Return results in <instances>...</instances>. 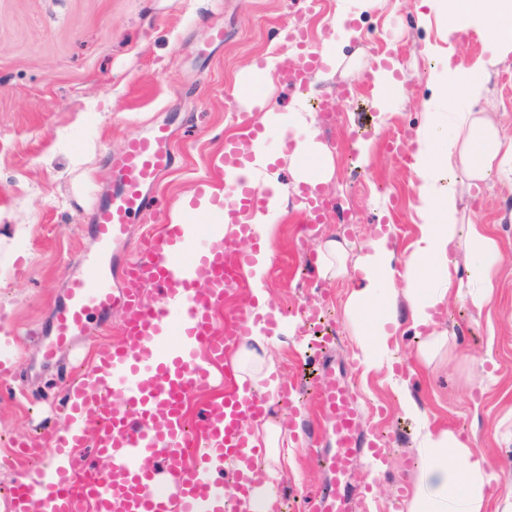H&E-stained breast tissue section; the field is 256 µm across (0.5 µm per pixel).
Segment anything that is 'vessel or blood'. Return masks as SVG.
Wrapping results in <instances>:
<instances>
[{"instance_id":"b4317fda","label":"vessel or blood","mask_w":512,"mask_h":512,"mask_svg":"<svg viewBox=\"0 0 512 512\" xmlns=\"http://www.w3.org/2000/svg\"><path fill=\"white\" fill-rule=\"evenodd\" d=\"M320 65L312 52L305 67L283 61L278 70L293 86H304ZM257 132L242 144L225 146L215 164L228 170L253 160ZM118 179L108 196L93 194L91 219L99 248L92 273L71 278L66 300L54 308L45 362L72 352L90 314L113 307L126 312L117 344L93 347L90 360L96 377L72 380L62 408L64 434L47 436L46 463L18 472L9 490V512H224L227 498L247 492L249 479L225 459L257 460L263 448L250 446L243 427L261 413L263 399L239 397L226 390L210 399L194 423L182 408L193 393L218 381L226 354L247 333L245 307L216 324L230 282L253 263L241 242L256 239L248 219L265 210L268 195L242 177L225 185L223 196L206 197L197 186L189 207L208 198L213 212L205 231L165 220L148 234L123 268L112 263V251L125 240L128 226L155 210L148 192L171 169L175 156L166 129L155 128L132 139L125 150L108 157ZM154 296L142 297L144 287ZM313 395L323 412L336 419L325 438L333 450L313 457L335 475V486L304 501V512H347L345 484L355 455L365 443L357 436L359 416L345 385L330 366Z\"/></svg>"}]
</instances>
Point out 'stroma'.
Listing matches in <instances>:
<instances>
[{"instance_id": "stroma-1", "label": "stroma", "mask_w": 512, "mask_h": 512, "mask_svg": "<svg viewBox=\"0 0 512 512\" xmlns=\"http://www.w3.org/2000/svg\"><path fill=\"white\" fill-rule=\"evenodd\" d=\"M367 2L345 31L333 26L341 0H323L318 11L309 0H0V351L12 353L16 374L0 386V448L66 426L61 408L75 361L68 354L43 368L42 328L66 279L88 272L96 252L89 204L93 192L112 184L106 156L165 126L177 153L175 167L153 188L165 210L191 198L198 180L223 183L213 160L224 151L225 135L239 128L229 96L253 61L294 55L283 23L301 21L314 51L328 39L342 60L336 72L312 77L309 95L278 81L266 86L305 113L335 153L334 176L324 187L330 205L316 238L342 236L360 251L387 226L397 252L409 251L417 235L414 173L385 144L419 125L425 102L437 93L428 47L464 64L447 98L458 97L464 84L485 83L486 95L470 102V111L487 113L512 136V72L490 62L487 29L450 34L440 0ZM381 67L404 80L403 97H381L373 77ZM461 208L498 239L500 285L480 315L449 298L442 324L448 347L424 367L404 314L387 365L369 369L361 362L359 328L344 312L359 275L325 281L301 264L292 241L294 226L306 224L302 211L289 209L268 243L287 260L267 274L272 310L285 316L317 304L334 336L321 351L309 329L296 324L287 346L273 352L282 382L300 383L332 363L357 401L363 435L385 444L381 470L365 452L353 462V512H406L423 465L417 443L426 424L461 434L485 456L491 505L512 490V441L502 439L500 427L512 411V185L488 182L463 196ZM408 395L424 418L403 411ZM273 410L302 417L304 435L292 448L299 468L283 477L296 508L333 481L309 459L334 419L308 396Z\"/></svg>"}]
</instances>
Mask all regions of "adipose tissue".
<instances>
[{"label": "adipose tissue", "mask_w": 512, "mask_h": 512, "mask_svg": "<svg viewBox=\"0 0 512 512\" xmlns=\"http://www.w3.org/2000/svg\"><path fill=\"white\" fill-rule=\"evenodd\" d=\"M443 8L449 22L459 27L476 23L492 27L491 61L512 55V0H445ZM243 106L247 112H259L264 127L292 133L295 149L288 157V167L295 184L324 185L331 180L333 154L318 141L301 113L283 111L267 95L244 101ZM440 119L437 102H426L423 121L408 140L416 177L411 206L419 224L402 278L394 276L395 252L388 235L378 236L356 255L343 239L329 238L317 247L321 278H341L352 269L361 274L345 313L362 327L359 349L369 366L386 360L400 308H407L413 328L423 333L417 360L426 365L448 343L439 319L447 309L449 295H457L480 313L489 306L497 287L503 260L500 243L485 225L465 222L459 202L463 188H480L494 174L512 177V139L485 113L461 111L454 115V133L442 158L436 150ZM272 163V157L259 153L242 168L243 175L260 177L272 191L269 211L255 212L250 219L264 240L274 231L273 219L284 214L283 203L289 194L272 171ZM269 266V254H261L248 272L251 313L259 321L251 325L228 365L237 382L251 383L271 406L277 401L280 384L271 350L282 345L291 326L282 321L270 330L262 321L270 312L265 288ZM251 426L254 438L262 440L267 453L259 480L237 510L279 512L275 487L286 470L296 469L297 462L284 450L287 433L272 413L253 420ZM418 448L424 465L416 476L406 512H488L491 477L484 457L474 451L469 440L447 428L429 427Z\"/></svg>", "instance_id": "1"}]
</instances>
